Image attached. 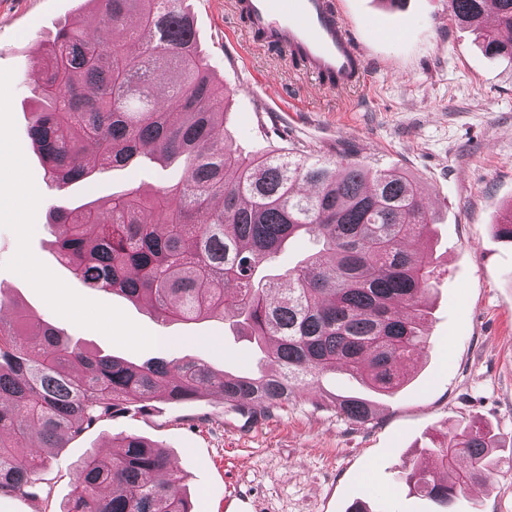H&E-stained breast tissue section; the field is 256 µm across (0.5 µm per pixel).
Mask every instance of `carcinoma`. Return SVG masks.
I'll use <instances>...</instances> for the list:
<instances>
[{
  "mask_svg": "<svg viewBox=\"0 0 512 512\" xmlns=\"http://www.w3.org/2000/svg\"><path fill=\"white\" fill-rule=\"evenodd\" d=\"M108 41L84 24L60 29L37 60L39 100L28 136L52 184L125 167L151 149L186 157L181 179L151 194L131 186L105 211L53 209L59 259L85 286L143 301L164 322L219 317L265 350L272 368L218 373L194 360L136 365L82 349L40 315L0 319V498L46 500L45 448L156 398L185 402L209 390L240 413L273 411L338 369L369 391L395 394L425 336L423 300L437 279L423 248L430 224L422 188L397 168L347 156L313 159L288 148L241 157L224 134L229 98L203 60L183 0H91ZM448 0L450 16L484 51L512 65V0ZM138 51L131 54L125 45ZM165 93H156L158 83ZM321 248L279 275L259 276L289 243ZM365 425L368 398L334 397ZM88 453L60 512H192L170 456L136 435ZM496 435L478 422L432 438L441 474L408 484L448 509L490 477Z\"/></svg>",
  "mask_w": 512,
  "mask_h": 512,
  "instance_id": "obj_1",
  "label": "carcinoma"
}]
</instances>
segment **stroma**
<instances>
[{
    "instance_id": "1",
    "label": "stroma",
    "mask_w": 512,
    "mask_h": 512,
    "mask_svg": "<svg viewBox=\"0 0 512 512\" xmlns=\"http://www.w3.org/2000/svg\"><path fill=\"white\" fill-rule=\"evenodd\" d=\"M363 52V79L319 85L285 49L248 37L235 0H184L199 47L230 95L224 123L244 156L297 147L347 155L417 179L433 218V259L442 270L429 293L428 339L413 376L378 399L355 425L332 399L358 392L343 372L321 381V404L302 395L270 415L241 414L216 392L117 416L50 451L52 512L79 481L87 450L109 453L136 434L172 456L195 512H440L405 482L413 468L437 469L424 443L477 421L495 433L496 467L478 496L452 512H512V242L495 226L512 210V66L484 53L448 0H336ZM95 27L84 0H0V297L40 314L89 350L141 364L196 359L245 374L258 355L227 321L164 322L147 306L83 285L55 251L54 206H105L131 186L176 183L183 163L99 168L92 186L49 182L29 137L40 102L36 59L74 21ZM27 194L18 196L16 184Z\"/></svg>"
}]
</instances>
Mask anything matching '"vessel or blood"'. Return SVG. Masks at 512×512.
<instances>
[{
    "instance_id": "b4317fda",
    "label": "vessel or blood",
    "mask_w": 512,
    "mask_h": 512,
    "mask_svg": "<svg viewBox=\"0 0 512 512\" xmlns=\"http://www.w3.org/2000/svg\"><path fill=\"white\" fill-rule=\"evenodd\" d=\"M238 13L248 34H264L286 48L319 82H359L364 56L334 0H240Z\"/></svg>"
}]
</instances>
